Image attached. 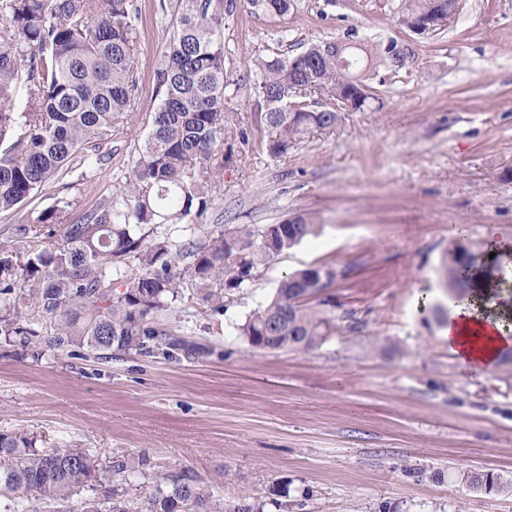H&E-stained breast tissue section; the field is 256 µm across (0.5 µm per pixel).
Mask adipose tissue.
Segmentation results:
<instances>
[{"label":"adipose tissue","instance_id":"obj_1","mask_svg":"<svg viewBox=\"0 0 512 512\" xmlns=\"http://www.w3.org/2000/svg\"><path fill=\"white\" fill-rule=\"evenodd\" d=\"M443 336L459 360L477 371L492 368L500 352L512 346V335L501 321L476 306L455 308Z\"/></svg>","mask_w":512,"mask_h":512}]
</instances>
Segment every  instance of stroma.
Masks as SVG:
<instances>
[{"mask_svg": "<svg viewBox=\"0 0 512 512\" xmlns=\"http://www.w3.org/2000/svg\"><path fill=\"white\" fill-rule=\"evenodd\" d=\"M136 3V118L119 119L110 159L68 191L78 212L131 169L160 100L174 18L162 0ZM398 3L295 0L279 17L238 0L224 25L233 159L203 222L301 212L317 235L259 266L223 312L179 304L163 317L202 355L99 362L0 343V431L87 449L103 472L121 454L188 469L228 504L246 492L284 512H512V364L465 367L433 312L449 227L465 226L475 252L491 238L512 248V0H460L428 35L400 25ZM326 40L368 46L378 98L272 157L252 60ZM319 265L338 277L311 304L339 335L309 350L240 336L286 273ZM475 470L501 488H469Z\"/></svg>", "mask_w": 512, "mask_h": 512, "instance_id": "obj_1", "label": "stroma"}]
</instances>
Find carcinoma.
<instances>
[{"label": "carcinoma", "mask_w": 512, "mask_h": 512, "mask_svg": "<svg viewBox=\"0 0 512 512\" xmlns=\"http://www.w3.org/2000/svg\"><path fill=\"white\" fill-rule=\"evenodd\" d=\"M448 0H402L399 22L411 30L424 20L434 32ZM266 14L284 16L293 0H250ZM176 28L157 71L161 99L126 181L77 214L66 196L41 210L20 232L24 246L0 242V340L43 342L52 350L100 361L113 352L167 355L184 346L160 315L198 295L210 310L224 309V291L240 289L271 257L317 233L307 213L262 230L237 224L195 236V225L221 192L225 106L224 20L236 0H171ZM133 0H0V211L28 202L59 174L94 179L116 121L134 108L136 44ZM362 48L312 43L292 58L257 57L258 96L266 106V149L273 156L315 131L336 127L343 112H361L375 98L352 73ZM24 106L17 111L16 96ZM221 163H215V159ZM466 230H451L443 260L447 301L477 298L481 270ZM53 248H41L46 238ZM325 282L305 268L286 276L272 300L254 311L240 335L259 349L306 350L336 334L326 312L308 305ZM37 437L0 432V512L39 502L45 512H254L243 493L226 506L188 470L150 476L137 497L128 487L146 461H112L108 478L84 448L46 446ZM466 482L487 492L492 474ZM85 497L72 503L77 494Z\"/></svg>", "instance_id": "1"}]
</instances>
